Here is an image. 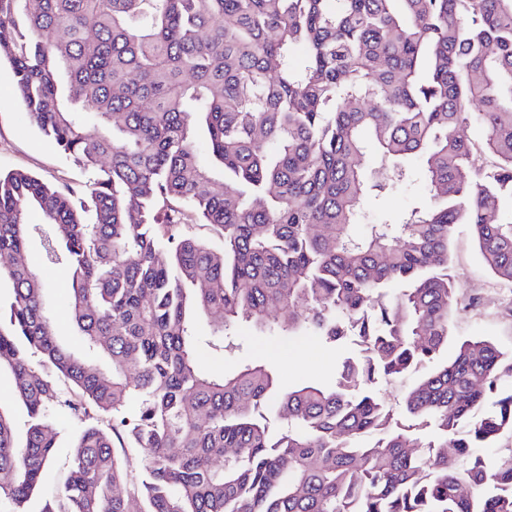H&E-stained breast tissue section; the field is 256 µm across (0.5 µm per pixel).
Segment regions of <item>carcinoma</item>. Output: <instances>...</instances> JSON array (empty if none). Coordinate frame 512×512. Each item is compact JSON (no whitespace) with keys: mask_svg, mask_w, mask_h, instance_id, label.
<instances>
[{"mask_svg":"<svg viewBox=\"0 0 512 512\" xmlns=\"http://www.w3.org/2000/svg\"><path fill=\"white\" fill-rule=\"evenodd\" d=\"M0 50L95 174L0 173V372L27 417L21 441L0 406V512H512V454L479 453L512 435V355L476 336L439 361L456 225L512 284V0H0ZM412 156L422 203L358 229ZM36 236L70 272L68 343ZM200 317L223 353L245 329L358 350L286 390L268 361L206 370ZM396 381L436 432L420 454ZM61 413L68 476L35 511Z\"/></svg>","mask_w":512,"mask_h":512,"instance_id":"cac0c4a2","label":"carcinoma"}]
</instances>
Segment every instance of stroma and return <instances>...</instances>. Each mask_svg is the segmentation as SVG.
I'll return each mask as SVG.
<instances>
[{"mask_svg": "<svg viewBox=\"0 0 512 512\" xmlns=\"http://www.w3.org/2000/svg\"><path fill=\"white\" fill-rule=\"evenodd\" d=\"M24 170L53 186L87 189L91 175L70 162L28 121L14 97V76L8 63L0 62V172ZM452 273L468 307L452 320L454 341L473 336L491 339L503 351L512 352V286L497 281L485 268L468 225H458L452 240ZM25 261L38 270L49 287L54 304L56 332L61 340L72 334L65 301L70 275L60 265L46 262L39 239H32L24 253ZM239 350L225 355L205 350L208 370H232L244 359L273 362L284 387L304 380L332 383L336 363L346 356L347 346L334 348L314 338L269 337L245 332Z\"/></svg>", "mask_w": 512, "mask_h": 512, "instance_id": "obj_1", "label": "stroma"}]
</instances>
